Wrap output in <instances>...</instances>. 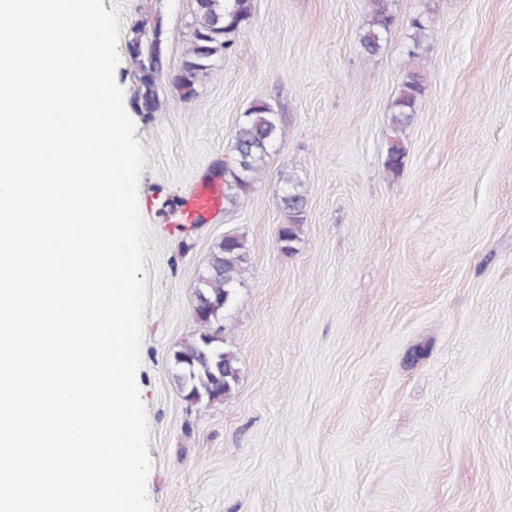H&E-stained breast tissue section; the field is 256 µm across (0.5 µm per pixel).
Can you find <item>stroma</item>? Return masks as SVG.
I'll return each mask as SVG.
<instances>
[{"instance_id": "obj_1", "label": "stroma", "mask_w": 512, "mask_h": 512, "mask_svg": "<svg viewBox=\"0 0 512 512\" xmlns=\"http://www.w3.org/2000/svg\"><path fill=\"white\" fill-rule=\"evenodd\" d=\"M118 9L114 78L147 163V307L137 383L153 512H512V0H391L399 22L365 58L368 0H253L250 25L182 100L170 85L194 0ZM429 11L425 91L405 166L384 165L407 20ZM161 26L159 109L138 111L132 28ZM284 138L245 202L173 224L196 184L224 183L255 101ZM308 206L281 251L280 174ZM229 234L248 249L224 318L235 393L192 405L172 354L199 326L194 283Z\"/></svg>"}]
</instances>
